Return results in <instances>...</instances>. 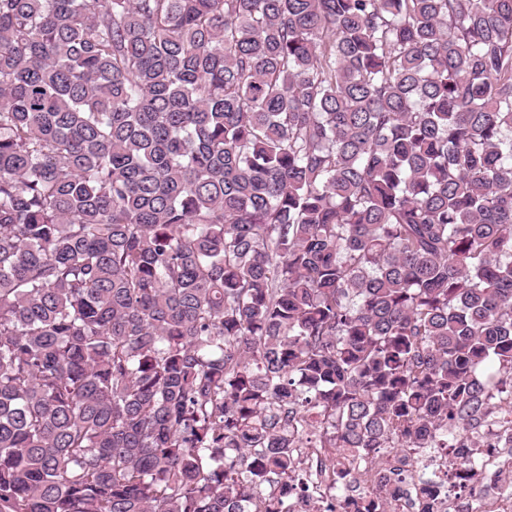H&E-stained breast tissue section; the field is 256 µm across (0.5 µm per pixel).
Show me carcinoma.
<instances>
[{"mask_svg":"<svg viewBox=\"0 0 512 512\" xmlns=\"http://www.w3.org/2000/svg\"><path fill=\"white\" fill-rule=\"evenodd\" d=\"M512 428V0H0V512H291L290 449Z\"/></svg>","mask_w":512,"mask_h":512,"instance_id":"obj_1","label":"carcinoma"}]
</instances>
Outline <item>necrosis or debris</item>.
<instances>
[{"label": "necrosis or debris", "instance_id": "1", "mask_svg": "<svg viewBox=\"0 0 512 512\" xmlns=\"http://www.w3.org/2000/svg\"><path fill=\"white\" fill-rule=\"evenodd\" d=\"M324 455L321 448L296 449L309 489L303 496L291 482L277 489L278 495L287 497L292 512H309L319 502L331 503L336 512H358L365 498L380 493L385 496L386 512H423V498L411 488L428 471L437 478L447 477L454 488L477 491L473 497L448 494L434 512H512V490L504 484L505 476L512 473V434L504 433L493 419L483 430L480 447L472 449L469 466L449 465L435 448H409L373 466L360 459L345 463L347 478L340 486L332 469L324 467Z\"/></svg>", "mask_w": 512, "mask_h": 512}]
</instances>
